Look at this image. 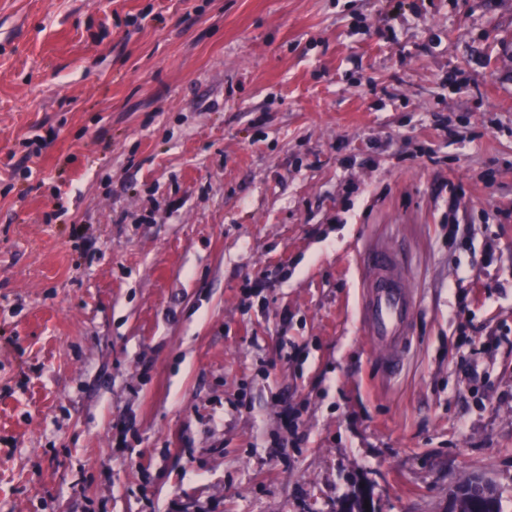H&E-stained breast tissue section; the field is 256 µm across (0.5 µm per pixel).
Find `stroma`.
Listing matches in <instances>:
<instances>
[{"instance_id":"1","label":"stroma","mask_w":512,"mask_h":512,"mask_svg":"<svg viewBox=\"0 0 512 512\" xmlns=\"http://www.w3.org/2000/svg\"><path fill=\"white\" fill-rule=\"evenodd\" d=\"M415 4L0 0V512H512V0ZM361 319L378 363L386 376L397 374L411 341L417 303L408 276L406 256L392 244L366 251L362 256ZM482 475H473L461 482L457 487L452 491L457 507L458 512H473L472 509V498H482L484 497L481 493H476L473 497L470 495V488L476 478ZM478 485H485L484 481H476Z\"/></svg>"}]
</instances>
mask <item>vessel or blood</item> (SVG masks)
Listing matches in <instances>:
<instances>
[{
	"mask_svg": "<svg viewBox=\"0 0 512 512\" xmlns=\"http://www.w3.org/2000/svg\"><path fill=\"white\" fill-rule=\"evenodd\" d=\"M361 319L378 363L386 376L397 374L411 341L417 303L408 276L406 257L393 245L384 244L362 256Z\"/></svg>",
	"mask_w": 512,
	"mask_h": 512,
	"instance_id": "b4317fda",
	"label": "vessel or blood"
}]
</instances>
